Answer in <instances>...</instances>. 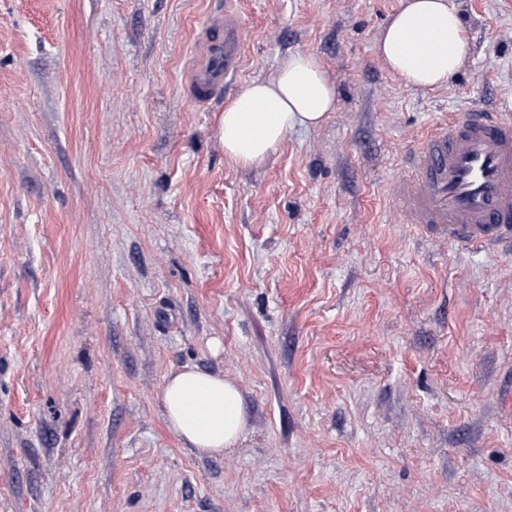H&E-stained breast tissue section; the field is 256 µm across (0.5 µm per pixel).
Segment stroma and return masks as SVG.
Wrapping results in <instances>:
<instances>
[{"label":"stroma","mask_w":512,"mask_h":512,"mask_svg":"<svg viewBox=\"0 0 512 512\" xmlns=\"http://www.w3.org/2000/svg\"><path fill=\"white\" fill-rule=\"evenodd\" d=\"M452 2L422 90L375 51L400 0H0V512H512V251L388 212L417 135L512 102V0ZM296 52L335 112L232 163L226 100ZM187 367L243 396L223 455L165 423ZM210 52L208 64L197 74L196 89L200 101L222 92L237 70L241 57L238 24L224 28V42Z\"/></svg>","instance_id":"1"}]
</instances>
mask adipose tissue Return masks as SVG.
<instances>
[{
    "instance_id": "1",
    "label": "adipose tissue",
    "mask_w": 512,
    "mask_h": 512,
    "mask_svg": "<svg viewBox=\"0 0 512 512\" xmlns=\"http://www.w3.org/2000/svg\"><path fill=\"white\" fill-rule=\"evenodd\" d=\"M420 39L412 47L411 39ZM468 31L450 0H402L376 42L389 73L417 88L447 86L462 67ZM336 108V86L319 58L293 53L276 77L253 81L224 106L225 155L249 166L264 162L288 131L323 123ZM168 428L192 452L216 456L235 446L246 426L237 386L222 375L186 368L167 377L159 395Z\"/></svg>"
}]
</instances>
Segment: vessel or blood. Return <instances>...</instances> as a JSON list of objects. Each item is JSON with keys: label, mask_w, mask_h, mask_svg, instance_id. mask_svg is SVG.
<instances>
[{"label": "vessel or blood", "mask_w": 512, "mask_h": 512, "mask_svg": "<svg viewBox=\"0 0 512 512\" xmlns=\"http://www.w3.org/2000/svg\"><path fill=\"white\" fill-rule=\"evenodd\" d=\"M240 57L233 25L197 75L200 100L224 90ZM403 164L409 175L391 192L396 215L458 247H512L511 113L451 114L413 141Z\"/></svg>", "instance_id": "b4317fda"}]
</instances>
